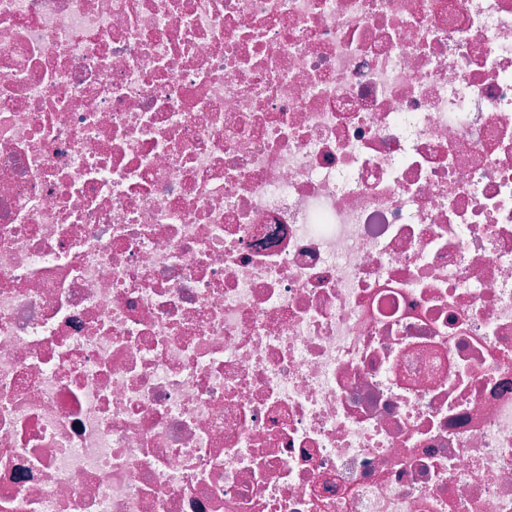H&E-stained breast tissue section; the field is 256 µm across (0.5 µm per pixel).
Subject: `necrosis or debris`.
<instances>
[{
	"label": "necrosis or debris",
	"instance_id": "necrosis-or-debris-1",
	"mask_svg": "<svg viewBox=\"0 0 512 512\" xmlns=\"http://www.w3.org/2000/svg\"><path fill=\"white\" fill-rule=\"evenodd\" d=\"M0 512H512V0H0Z\"/></svg>",
	"mask_w": 512,
	"mask_h": 512
}]
</instances>
